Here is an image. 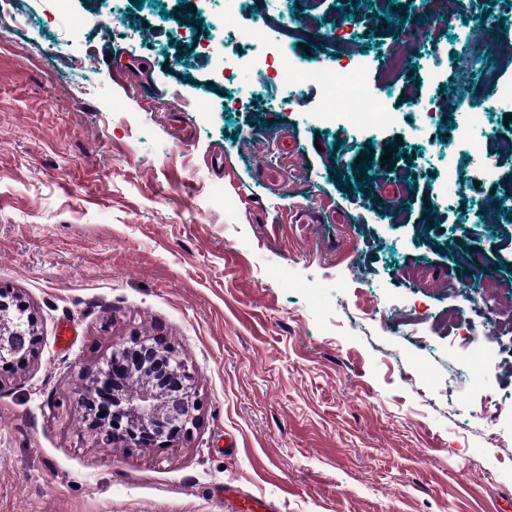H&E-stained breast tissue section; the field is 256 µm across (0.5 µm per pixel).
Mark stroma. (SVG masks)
Segmentation results:
<instances>
[{"instance_id": "1", "label": "stroma", "mask_w": 512, "mask_h": 512, "mask_svg": "<svg viewBox=\"0 0 512 512\" xmlns=\"http://www.w3.org/2000/svg\"><path fill=\"white\" fill-rule=\"evenodd\" d=\"M412 11L252 0L227 29L224 0H0V288L41 337L0 372V512H512V333L475 364L448 326L487 288L512 307V224L483 221L497 184L453 143L451 27L419 42L436 74L383 78ZM263 17L296 65L366 64L391 121L284 98L241 37ZM285 138L280 189L259 168ZM389 150L398 197L367 183ZM298 205L320 223L289 228ZM135 333L201 401L162 448L84 423L86 376Z\"/></svg>"}]
</instances>
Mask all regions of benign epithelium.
<instances>
[{
  "label": "benign epithelium",
  "mask_w": 512,
  "mask_h": 512,
  "mask_svg": "<svg viewBox=\"0 0 512 512\" xmlns=\"http://www.w3.org/2000/svg\"><path fill=\"white\" fill-rule=\"evenodd\" d=\"M38 342L34 315L20 296L1 288L0 367L27 362ZM89 390L112 403L107 419H88V429L106 446L160 448L190 432L200 406L180 352L146 336L113 347Z\"/></svg>",
  "instance_id": "obj_1"
}]
</instances>
